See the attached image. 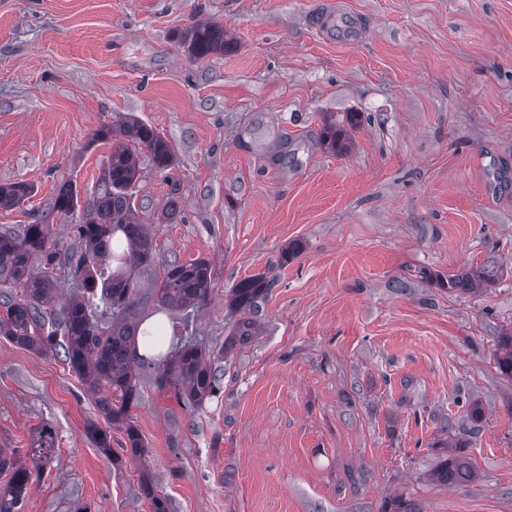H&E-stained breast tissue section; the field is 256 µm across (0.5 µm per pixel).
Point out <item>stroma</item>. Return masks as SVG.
Wrapping results in <instances>:
<instances>
[{"instance_id":"1","label":"stroma","mask_w":512,"mask_h":512,"mask_svg":"<svg viewBox=\"0 0 512 512\" xmlns=\"http://www.w3.org/2000/svg\"><path fill=\"white\" fill-rule=\"evenodd\" d=\"M317 2L0 0V185L35 186L0 226L32 223L65 183L90 202L112 150L95 134L132 116L174 156L139 159L157 245L141 318L161 313L165 263L208 259L196 334L218 347L225 292L276 280L257 335L219 362V397L184 409L139 370L141 459L122 431L109 454L88 439L102 415L62 351L0 336V448L54 434L21 512H152L145 468L170 512H381L394 496L512 512V379L495 365L512 329V0H341L366 26L353 42L309 24ZM202 20L232 50L189 59L175 35ZM352 114L347 150L325 149L324 119ZM489 258L491 287L443 286ZM460 440L475 479L436 481Z\"/></svg>"}]
</instances>
